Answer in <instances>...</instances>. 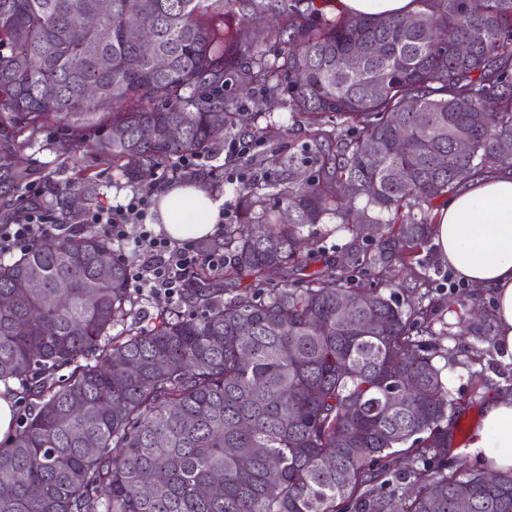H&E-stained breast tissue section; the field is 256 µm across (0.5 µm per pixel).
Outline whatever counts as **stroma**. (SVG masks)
Instances as JSON below:
<instances>
[{"label":"stroma","mask_w":512,"mask_h":512,"mask_svg":"<svg viewBox=\"0 0 512 512\" xmlns=\"http://www.w3.org/2000/svg\"><path fill=\"white\" fill-rule=\"evenodd\" d=\"M223 93L233 111L238 112L241 126L271 125L281 129V136L262 141L248 135H235V154H226L223 144H215L207 156L197 158L193 169H185L183 159H175L141 188L155 193L172 184L202 182L214 197L222 199L225 223L235 224L239 221V192L244 185L284 181L292 170L299 174L310 172L304 155L309 139L305 127L294 125L287 97L268 96L264 86L259 84L243 86L240 75L235 73L225 76ZM74 137L73 127L52 121L16 134L18 163L8 169L0 168V224L8 222L21 206H42L50 209L54 216H67L69 222L74 223L85 213L128 202L136 189L125 184L109 156L65 152V145L71 144ZM274 149L282 155L294 156L293 169L269 162L268 156ZM311 233L315 247L320 250L309 262L313 270L321 268L328 260L348 267L350 252L357 246L371 252L377 249V236L373 233L355 240L331 224L316 225ZM421 258L429 275L422 290L428 301L437 306L442 322L449 328H456L475 308L493 306L492 296L473 294L469 286L455 282L454 271L441 263L434 246H427ZM438 343L441 355L436 364L443 370L449 397L455 406L454 445L461 448L479 425L485 404L493 398L512 397V354H501L495 348L484 353L482 366L488 381L481 384L470 377L475 339L452 333L440 337Z\"/></svg>","instance_id":"stroma-1"}]
</instances>
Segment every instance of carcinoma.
<instances>
[{
  "mask_svg": "<svg viewBox=\"0 0 512 512\" xmlns=\"http://www.w3.org/2000/svg\"><path fill=\"white\" fill-rule=\"evenodd\" d=\"M98 2L0 0L1 113L87 129L95 101L83 88L98 86L115 112L83 147L111 155L135 186L237 129L214 90L238 72L288 96L311 129L314 170L283 188L245 186L239 223L205 243L224 253V271L191 270L178 294L186 312L162 313L148 331L112 334L133 304L129 265L95 232L50 233L0 262V296L13 299L0 307V381H25L34 399L0 447V512H456L466 489L473 512H512V474L448 462L453 400L433 342L493 346L492 311L438 333L422 293L359 288L334 265L300 277L302 229L327 223L356 239L384 225L386 249L353 255L361 272L379 277L392 254L413 269L431 236L422 206L478 171L512 167L501 149L512 144V0H416L410 15L377 19L338 13L336 0H288L275 29L254 23L275 0H152L149 10L112 0L105 44L82 23ZM132 26L166 68L127 37ZM476 28L481 40L458 55L448 33L465 40ZM285 34L289 49L268 62L262 46ZM368 43L380 54L347 69V53ZM47 80L54 99L39 91ZM460 131L467 155L454 150ZM270 195L285 209L267 206ZM101 255L112 259L104 278ZM226 276L260 291L226 299ZM356 292L365 305L343 314ZM52 294L62 302L47 309ZM403 452L423 468H396ZM150 472L160 480L147 489ZM407 479L414 491L403 495Z\"/></svg>",
  "mask_w": 512,
  "mask_h": 512,
  "instance_id": "obj_1",
  "label": "carcinoma"
}]
</instances>
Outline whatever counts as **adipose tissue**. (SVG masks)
Instances as JSON below:
<instances>
[{"mask_svg":"<svg viewBox=\"0 0 512 512\" xmlns=\"http://www.w3.org/2000/svg\"><path fill=\"white\" fill-rule=\"evenodd\" d=\"M338 11L376 18L405 16L416 0H336ZM158 231L176 241H194L217 231L221 202L197 183L166 187L156 195ZM432 242L439 259L459 279L494 298L499 347L512 352V173L477 176L450 193L437 211ZM464 455L495 474L512 472V399L485 407Z\"/></svg>","mask_w":512,"mask_h":512,"instance_id":"adipose-tissue-1","label":"adipose tissue"}]
</instances>
